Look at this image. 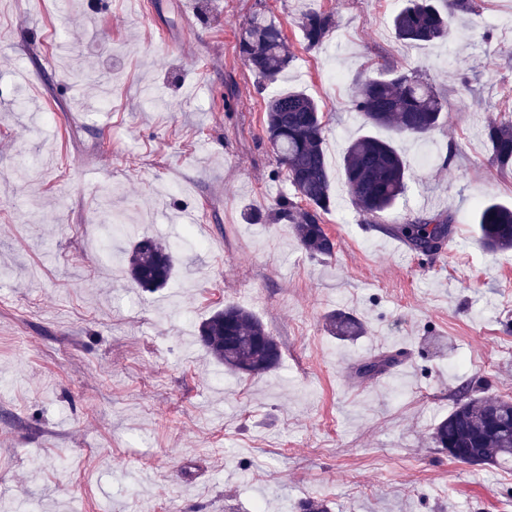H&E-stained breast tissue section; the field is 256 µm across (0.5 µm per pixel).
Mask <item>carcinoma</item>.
Listing matches in <instances>:
<instances>
[{
  "instance_id": "cac0c4a2",
  "label": "carcinoma",
  "mask_w": 512,
  "mask_h": 512,
  "mask_svg": "<svg viewBox=\"0 0 512 512\" xmlns=\"http://www.w3.org/2000/svg\"><path fill=\"white\" fill-rule=\"evenodd\" d=\"M438 2L406 0L392 19L397 40L413 45L446 40L452 33V17L473 10L472 0H446L444 9ZM334 25L333 13L310 10L303 14L300 30L307 46L315 48ZM238 48L243 64L263 83L277 82L290 63L282 25L263 12L254 13L242 28ZM352 105L364 123L390 129L398 136L426 137L447 120L446 102L416 69L384 68L381 76L358 86ZM324 128L318 103L302 91L277 93L266 102L265 136L293 190L276 201L272 212L276 220L291 225L301 246L315 256H330L335 249L324 227V215L332 204ZM484 134L492 161L502 168L512 166V121L491 118ZM343 174L357 209L377 219L404 196L409 168L392 142L363 135L348 145ZM474 221L486 249L512 248V206L484 202ZM453 223L449 213L422 215L400 225L396 232L413 249L425 253L432 242L451 237ZM174 271L172 251L153 236L138 238L127 253L128 276L148 291L165 287ZM326 328L343 341L357 340L366 333L359 319L340 310L326 316ZM198 342L215 360L245 375L270 372L282 359V347L267 326L236 305L202 322ZM391 364V357L379 356L364 363L359 374L373 377ZM470 392L467 385L457 390L454 409L435 425L434 443L457 462L512 465V399L473 398Z\"/></svg>"
}]
</instances>
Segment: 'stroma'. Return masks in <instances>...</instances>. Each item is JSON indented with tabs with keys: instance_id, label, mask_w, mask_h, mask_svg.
<instances>
[{
	"instance_id": "1",
	"label": "stroma",
	"mask_w": 512,
	"mask_h": 512,
	"mask_svg": "<svg viewBox=\"0 0 512 512\" xmlns=\"http://www.w3.org/2000/svg\"><path fill=\"white\" fill-rule=\"evenodd\" d=\"M402 0H0V499L31 512H512V467L470 466L432 440L461 384L512 397V250L491 252L479 202H512L484 124L512 118V0H474L449 42L406 46ZM333 12L316 48L303 13ZM275 17L291 62L263 85L239 57L249 17ZM419 69L448 119L426 139L377 128L405 157L380 221L352 204L350 98L375 63ZM322 106L333 256L290 225L248 223L291 186L265 137L272 94ZM41 165L28 180L19 154ZM448 213L449 245L394 232ZM143 235L176 270L146 292L126 273ZM252 311L278 368L207 356L202 321ZM367 326L343 342L324 317ZM398 357L374 378L359 365Z\"/></svg>"
}]
</instances>
